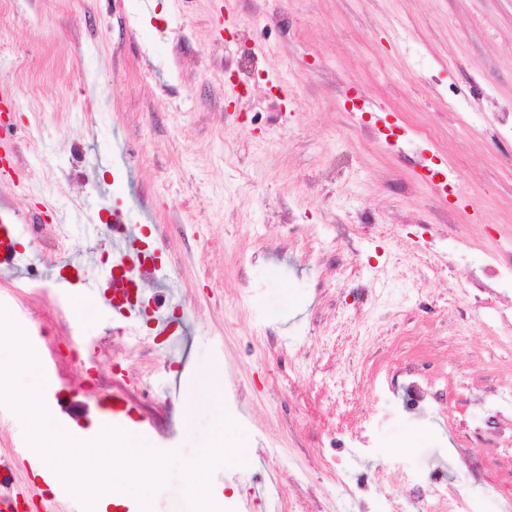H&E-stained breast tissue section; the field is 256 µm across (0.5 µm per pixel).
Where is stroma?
<instances>
[{"label": "stroma", "instance_id": "35a3bbf8", "mask_svg": "<svg viewBox=\"0 0 512 512\" xmlns=\"http://www.w3.org/2000/svg\"><path fill=\"white\" fill-rule=\"evenodd\" d=\"M13 0L0 84L14 88L24 251L0 305L42 352L69 353L54 418L90 428L121 381L156 441L191 458L219 412L247 461L217 468L226 512H416L407 468L443 471L477 512L512 489V0ZM451 159L440 197L426 169ZM151 229L190 334L162 342L102 296L100 185ZM67 210L81 282L55 307L25 215ZM420 336L417 352L396 349ZM418 367L437 412L401 418L381 360ZM223 371V408L199 386ZM100 376L98 386L87 374ZM373 424L377 451L353 447Z\"/></svg>", "mask_w": 512, "mask_h": 512}]
</instances>
